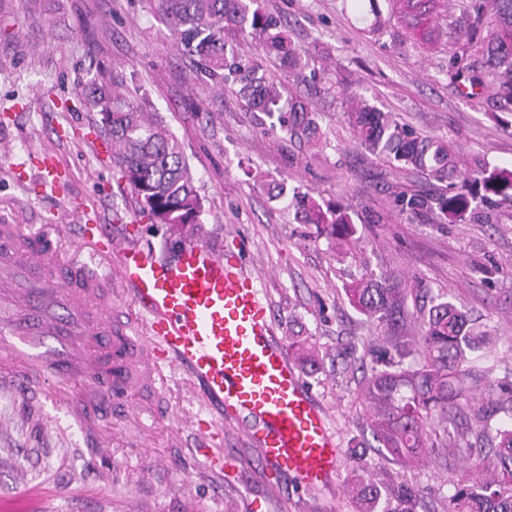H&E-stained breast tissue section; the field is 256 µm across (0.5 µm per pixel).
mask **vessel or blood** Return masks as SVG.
Segmentation results:
<instances>
[{
	"label": "vessel or blood",
	"mask_w": 512,
	"mask_h": 512,
	"mask_svg": "<svg viewBox=\"0 0 512 512\" xmlns=\"http://www.w3.org/2000/svg\"><path fill=\"white\" fill-rule=\"evenodd\" d=\"M53 234L29 241L18 225L0 224V362L11 363L9 383L34 387L32 369L51 368L75 381L96 371L101 393L125 384L112 361L142 351L141 381L151 384L160 367L183 371L197 383L220 420L199 431L210 472L224 469L223 416L241 421L242 435L257 446L261 464L296 478L309 489L339 474L341 450L328 410L312 394L275 328L270 304L255 276L226 260L208 243L190 240L175 254L144 249L126 238L113 242L102 226L81 224V253L65 261ZM117 258L118 291L105 260ZM127 299L126 322H112V304Z\"/></svg>",
	"instance_id": "obj_1"
}]
</instances>
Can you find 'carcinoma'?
<instances>
[{
  "label": "carcinoma",
  "instance_id": "obj_1",
  "mask_svg": "<svg viewBox=\"0 0 512 512\" xmlns=\"http://www.w3.org/2000/svg\"><path fill=\"white\" fill-rule=\"evenodd\" d=\"M168 22L178 48L196 66V75L224 93L230 86L238 102L271 119L289 140L312 141L319 128V112L303 97L283 100L278 85L267 76L263 58L288 69L295 81L316 86V72L305 73L308 52L292 41L281 21L255 6L257 0H155ZM387 18L377 13L373 26L395 27L397 34L429 47L437 44L438 9L451 7L459 16L448 23L451 41L448 73L460 84L485 89L492 81L496 109L512 116V0H387ZM259 41L263 54H245L237 36ZM461 45L483 57L475 70L453 50ZM344 115L357 143L367 153L421 172L443 185L433 195H401L396 207L402 215L432 211L450 224L477 217L478 208H512V169L480 162L461 170L453 145L424 136L384 112L352 87L334 83ZM85 104L99 112L112 165L140 199V212L150 224H198L202 199L181 144L168 127L149 118L143 106L117 77L97 78L81 92ZM297 206L304 223L319 226L330 236L348 239L354 234L347 208L322 207L303 195ZM357 310L387 326L386 347L377 357L381 368L365 382L370 428L377 451L411 465L429 453L448 462L469 452L460 442L473 434L494 442L489 459L491 474L454 485L445 497L448 512H512V426L492 428L497 413L512 416V371L490 386L487 408L472 413V424L459 432L457 410L473 398L485 376L468 367L467 350L475 333L469 317L439 294L419 314L405 308L407 293L396 282L383 284L363 278L347 289ZM360 512H392L381 488L358 480L353 487Z\"/></svg>",
  "mask_w": 512,
  "mask_h": 512
}]
</instances>
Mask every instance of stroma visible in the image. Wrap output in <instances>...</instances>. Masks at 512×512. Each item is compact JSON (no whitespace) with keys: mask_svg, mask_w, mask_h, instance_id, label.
Masks as SVG:
<instances>
[{"mask_svg":"<svg viewBox=\"0 0 512 512\" xmlns=\"http://www.w3.org/2000/svg\"><path fill=\"white\" fill-rule=\"evenodd\" d=\"M258 5L283 20L308 50L309 66L326 76L312 97L318 145L289 141L232 93L216 97L151 0H0V222L26 231L104 224L113 237L133 230L146 247L167 253L184 244L170 226L139 219L111 157L96 153L99 115L79 93L99 72L122 77L182 145L204 204L198 235L259 278L290 355L300 344L315 346L319 365L304 376L342 448L337 479L298 489L266 473L253 445L235 434L224 443L223 474L208 473L196 450L198 390L165 367L162 387L128 390L110 420L84 424L66 402L0 384V512H357L350 482L358 475L387 492L393 512H404V485L416 494V512H444L451 481L481 467L479 450L444 469L405 468L377 452L364 380L369 349L384 330L351 306L344 289L371 277L404 281L422 298L447 293L493 338L472 365L496 380L512 369V208H499L489 224L398 214L399 192L431 194L435 183L364 153L328 81L343 74L370 103L453 141L469 165L511 169L512 127L450 77L442 45L370 31L372 15L353 0ZM297 190L350 208L356 234L345 250L298 221ZM95 435L103 454L90 446Z\"/></svg>","mask_w":512,"mask_h":512,"instance_id":"35a3bbf8","label":"stroma"}]
</instances>
